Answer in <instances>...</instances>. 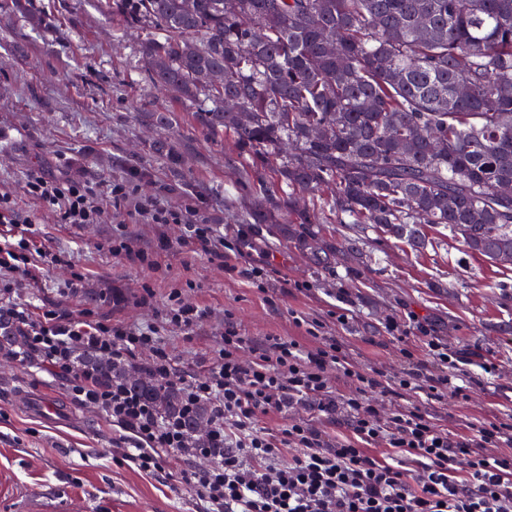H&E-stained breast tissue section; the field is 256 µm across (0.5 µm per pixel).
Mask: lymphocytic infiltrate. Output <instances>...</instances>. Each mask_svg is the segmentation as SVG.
Wrapping results in <instances>:
<instances>
[{
  "label": "lymphocytic infiltrate",
  "mask_w": 512,
  "mask_h": 512,
  "mask_svg": "<svg viewBox=\"0 0 512 512\" xmlns=\"http://www.w3.org/2000/svg\"><path fill=\"white\" fill-rule=\"evenodd\" d=\"M139 178L134 171L106 184L116 206L149 224L183 225L181 247L204 252L228 274L263 285L269 273L265 263L239 266L245 232L230 237L201 223L195 200L172 208L141 196ZM25 192L65 224H100L108 217L95 202L96 189L80 180L33 169ZM35 249L31 227L17 241H4L0 270L37 281L31 263ZM15 294L11 284L0 286V331L22 339L15 359L40 361L68 382L80 405L105 414L121 431L117 446L122 463L153 475L170 460L183 461L181 482L206 512H512V457L497 452L512 445L511 426L483 422L472 434L458 436L419 407L376 401L402 391L431 400L447 388V371L458 368L459 360L433 337L421 339L437 362L436 372L427 373L413 363L409 336L397 322L389 323V332L396 334L402 355L411 362L391 380L378 371L363 372L336 337H321V344L312 348L279 336L252 346L228 318L209 364L181 379L159 327L114 324L89 311L73 315L35 309L17 303ZM145 349L150 352L146 373L177 386L180 407L174 416H162L125 384L107 381L79 363L80 355L89 352L127 364ZM337 375L351 386L346 395H337L332 386ZM294 404L327 415L344 411L348 435H330L309 419L275 430L265 426L266 417L286 413ZM205 407L211 423L200 438L183 422ZM372 444L385 447L387 456L368 454ZM199 459L206 460V467H196Z\"/></svg>",
  "instance_id": "obj_1"
}]
</instances>
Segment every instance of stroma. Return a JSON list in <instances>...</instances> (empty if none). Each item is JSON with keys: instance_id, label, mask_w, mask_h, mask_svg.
Instances as JSON below:
<instances>
[{"instance_id": "1", "label": "stroma", "mask_w": 512, "mask_h": 512, "mask_svg": "<svg viewBox=\"0 0 512 512\" xmlns=\"http://www.w3.org/2000/svg\"><path fill=\"white\" fill-rule=\"evenodd\" d=\"M33 4L52 17L50 27L24 29L0 11V192L13 196L22 216L36 219L42 248L34 258L41 285L19 282L18 302L156 324L170 293L181 291L206 311L192 334L172 327L163 332L186 375L199 370L202 353L219 347L228 316L251 342L282 336L316 346L296 325L299 314L322 323L323 335L341 337L359 368L393 379L407 366L386 329L395 319L425 328L463 359L448 373L463 392L442 390L439 400L423 404L425 411L458 434L479 422L512 423V270L476 258L447 231L434 229L420 252L391 241L358 279L340 261L319 267L293 242L243 223L245 161L232 141L207 137L192 120V105L165 101L150 88L137 52L140 32L102 13L96 0ZM144 111L177 113L178 124L151 130L139 121ZM156 137L176 145L182 167L152 153ZM34 168L97 184L141 170L142 194L174 206L186 196L197 198L201 221L223 225L229 234L245 229L250 245L243 263L269 258L272 273L259 289L204 253L159 249L160 236H182L178 224L161 228L131 217L120 224L60 223L24 193L25 176ZM119 236L152 254L157 268L108 252ZM47 252L62 255V263L45 264ZM77 271L85 276L82 288L63 293ZM146 286L153 296L144 305ZM110 293L120 294L122 303L104 302ZM341 307L348 315L342 323L336 319ZM21 394L55 400L63 412L56 421L41 420L17 406ZM119 435L104 414L77 405L67 381L43 364L22 366L0 352V512L59 497L73 503L74 512H201L191 490L174 487L181 462L155 476L119 464Z\"/></svg>"}]
</instances>
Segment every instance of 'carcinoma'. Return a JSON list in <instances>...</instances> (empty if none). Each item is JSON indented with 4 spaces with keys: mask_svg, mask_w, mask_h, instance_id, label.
<instances>
[{
    "mask_svg": "<svg viewBox=\"0 0 512 512\" xmlns=\"http://www.w3.org/2000/svg\"><path fill=\"white\" fill-rule=\"evenodd\" d=\"M147 32L145 80L199 104L197 125L233 138L250 170L245 219L358 275L363 232L418 251L443 228L467 252L512 268V0H100ZM25 25L52 20L15 0ZM468 93L460 95L459 86ZM232 100L249 115L224 106ZM162 128L171 112H143ZM323 197L340 224L320 236ZM88 361L165 416L177 392L146 374Z\"/></svg>",
    "mask_w": 512,
    "mask_h": 512,
    "instance_id": "1",
    "label": "carcinoma"
}]
</instances>
